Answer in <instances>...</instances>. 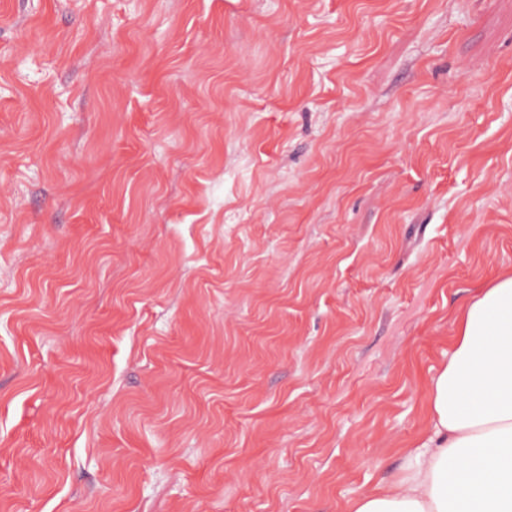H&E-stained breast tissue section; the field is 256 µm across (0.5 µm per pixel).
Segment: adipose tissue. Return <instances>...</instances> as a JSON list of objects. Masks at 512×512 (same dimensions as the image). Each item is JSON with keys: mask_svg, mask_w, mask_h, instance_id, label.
<instances>
[{"mask_svg": "<svg viewBox=\"0 0 512 512\" xmlns=\"http://www.w3.org/2000/svg\"><path fill=\"white\" fill-rule=\"evenodd\" d=\"M428 415L402 478L350 512H512V274L461 312Z\"/></svg>", "mask_w": 512, "mask_h": 512, "instance_id": "adipose-tissue-1", "label": "adipose tissue"}]
</instances>
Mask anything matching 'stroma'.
Here are the masks:
<instances>
[{
  "instance_id": "1",
  "label": "stroma",
  "mask_w": 512,
  "mask_h": 512,
  "mask_svg": "<svg viewBox=\"0 0 512 512\" xmlns=\"http://www.w3.org/2000/svg\"><path fill=\"white\" fill-rule=\"evenodd\" d=\"M512 272V0H0V512H349Z\"/></svg>"
}]
</instances>
